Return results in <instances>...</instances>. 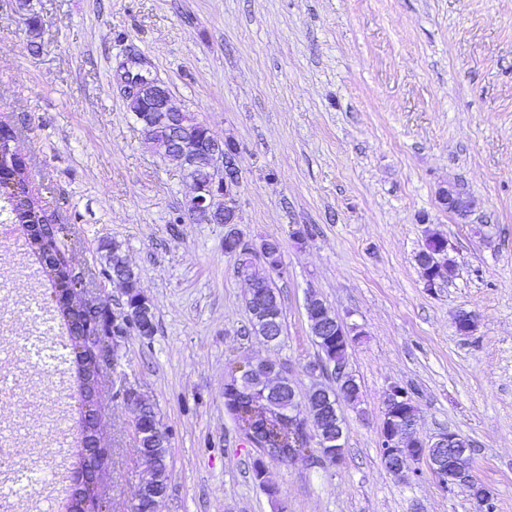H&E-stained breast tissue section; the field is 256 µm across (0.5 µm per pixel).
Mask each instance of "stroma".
Instances as JSON below:
<instances>
[{"label": "stroma", "mask_w": 512, "mask_h": 512, "mask_svg": "<svg viewBox=\"0 0 512 512\" xmlns=\"http://www.w3.org/2000/svg\"><path fill=\"white\" fill-rule=\"evenodd\" d=\"M129 55L236 143L238 229L282 245L279 344L245 335L248 284L224 253V225L183 219L189 184L145 146L117 82ZM0 121L17 133L31 192L66 225L87 288L120 309L125 287L103 273L114 243L154 308L153 336L105 340L110 512H131L147 477L130 393L169 429L159 512H512V0H0ZM449 182L475 201L467 219L438 202ZM306 225L313 238L298 240ZM432 233L457 271L428 289L416 255ZM311 294L359 332L345 457L269 460L259 483L224 378L231 364L270 359L307 392ZM56 311L36 256L0 238V344L15 346L6 367L27 383L0 393V427L23 465L48 473L58 438L77 453L80 420L69 351L52 360L34 340L65 338ZM462 311L476 317L467 336L454 324ZM393 384L411 388L420 435L475 442L470 473L488 502L444 492L429 471L400 479L384 467Z\"/></svg>", "instance_id": "1"}]
</instances>
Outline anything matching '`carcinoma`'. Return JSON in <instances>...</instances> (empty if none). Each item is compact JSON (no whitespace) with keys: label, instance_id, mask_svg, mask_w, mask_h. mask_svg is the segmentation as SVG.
I'll return each instance as SVG.
<instances>
[{"label":"carcinoma","instance_id":"carcinoma-1","mask_svg":"<svg viewBox=\"0 0 512 512\" xmlns=\"http://www.w3.org/2000/svg\"><path fill=\"white\" fill-rule=\"evenodd\" d=\"M12 175L16 184V191L0 205L4 212V219L10 224H18L24 228L27 235V245L36 253L39 259L51 260L55 274L61 284H75L73 269L63 250L61 238L56 236L55 228L51 226L44 216L38 202L30 194L28 188L29 175L27 168L16 167ZM107 272L116 274L126 267V262L114 245L106 254ZM243 275L252 281L258 282V288L249 292L245 298V307L249 314V334L267 339L274 334H283L282 303L278 290L273 286L270 274L261 272L254 267L243 268ZM126 284V309L112 318L100 317L91 321L88 330L84 331L86 338L82 342L83 352L75 354L74 362L78 378L80 379V396L83 405H95L96 389L99 371V346L97 337L112 334L120 336L125 331L124 319L126 316L137 313L143 317L139 324L137 335L150 337L155 332V314L150 301L141 293L137 286V279L129 276ZM83 291L73 292L68 300L58 302V309L66 325L68 337L76 335L79 325L85 323L82 319ZM329 312L328 306L318 300L306 309L307 319L316 346L319 348L320 361L335 360L340 362L347 358L348 348L353 341L351 336H338L335 332L323 331V315ZM294 386L286 382L281 393L275 397L269 395V390L251 380L235 382L232 375L224 379V408L226 412L238 423L245 434L251 436L262 448L261 457L253 463L254 477L262 479L264 473V459L284 462L292 455L294 447L289 442L288 423L284 416L288 415V405L292 397ZM307 405L305 411L308 416L320 419L329 418L331 428L344 426L339 405L346 403L355 405L359 401L360 388L354 376L345 381H336V388L314 386L306 394ZM135 423L143 425L159 433V439L152 442L149 451L148 470L150 478L142 486L139 493L138 505L140 512H151L153 507L161 502L154 497L157 489L166 490L167 487V457L169 437L163 429L160 419L154 414L152 408L139 411ZM102 443L99 419L84 411L81 426L80 443L84 448L79 452V466L86 471L101 467L104 448H99L98 455L86 454L90 443ZM96 508L94 496L78 488L71 490L66 512H93Z\"/></svg>","mask_w":512,"mask_h":512}]
</instances>
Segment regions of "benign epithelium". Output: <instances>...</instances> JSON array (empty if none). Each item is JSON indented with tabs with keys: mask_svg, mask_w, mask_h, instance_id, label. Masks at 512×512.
Instances as JSON below:
<instances>
[{
	"mask_svg": "<svg viewBox=\"0 0 512 512\" xmlns=\"http://www.w3.org/2000/svg\"><path fill=\"white\" fill-rule=\"evenodd\" d=\"M119 84L128 91V109L133 112L141 125L144 140L157 149L163 161H170L172 153L178 152L182 144L172 137V127L201 124L195 114L183 111L172 104L171 95L165 82L152 71L151 67L141 57L130 56L120 63L118 70ZM230 140L215 132H209V138L199 143L193 158L192 167L198 169L193 175H185L192 186V194L184 204V216L191 221L201 224H230L239 223L238 196L240 188V171L237 166V148H227ZM440 204L448 212L465 218L473 208L471 198L458 191L455 186L448 185L439 189ZM225 236L239 239L237 247L245 248L253 255L254 260L266 262L271 249L279 244L276 239H267L258 245H253L240 238L234 228L226 231ZM451 245L445 238L433 241V246L423 255V263L429 267L427 287L433 288L438 275L448 273V265L454 264L449 257ZM265 373L264 382L270 381L274 374L277 380L287 379L283 367L265 360L237 365L233 373L238 377H252L256 372ZM385 404L399 407L395 413L394 429L386 432L383 462L385 466L397 475L411 471L420 474V469L414 463L407 462L399 453L405 439L410 438L417 443H423L419 449L418 458H423L424 448H445L451 452L443 453L432 460L430 471L439 483L448 489L455 488L475 491L473 479L469 473L470 457L456 451L462 442V436L455 432L442 431L428 438L420 436L416 431L418 417L416 412L408 410L414 404L404 390L393 384L386 392ZM305 399L296 394L292 398L291 415L288 417L289 427L297 428L304 448L293 454L299 457L309 452V447H324L323 440L336 442L341 439L338 433L325 434V429L316 421L306 420L302 416Z\"/></svg>",
	"mask_w": 512,
	"mask_h": 512,
	"instance_id": "obj_1",
	"label": "benign epithelium"
}]
</instances>
